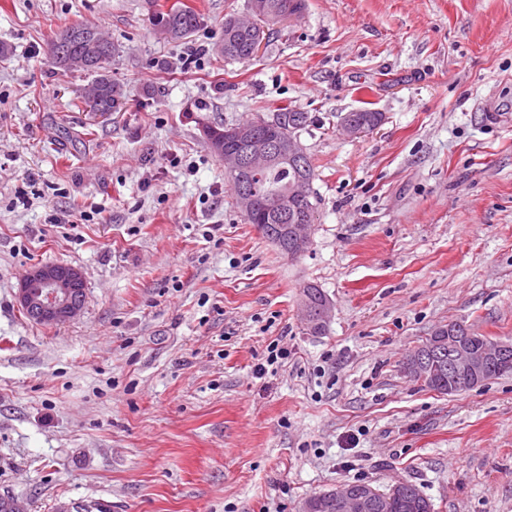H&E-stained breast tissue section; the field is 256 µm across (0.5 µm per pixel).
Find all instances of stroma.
Masks as SVG:
<instances>
[{
  "label": "stroma",
  "instance_id": "obj_1",
  "mask_svg": "<svg viewBox=\"0 0 512 512\" xmlns=\"http://www.w3.org/2000/svg\"><path fill=\"white\" fill-rule=\"evenodd\" d=\"M163 38L144 0H0V496L28 512H301L364 481L413 482L435 512H512V374L455 395L402 363L436 327L512 342V0H306L247 61L184 0ZM86 24L120 91L48 44ZM382 113L358 138L339 119ZM292 109L313 167L308 249L248 224L200 121ZM57 223H49V215ZM86 278L43 326L16 293L33 266ZM315 284L325 331L298 307ZM288 363L259 379L273 339ZM155 2L147 0L145 4L148 5V15L153 20L156 31L164 38H182L195 31L199 26V14L192 7L177 2L166 12L152 11V8L156 6Z\"/></svg>",
  "mask_w": 512,
  "mask_h": 512
}]
</instances>
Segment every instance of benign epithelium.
<instances>
[{"instance_id":"1","label":"benign epithelium","mask_w":512,"mask_h":512,"mask_svg":"<svg viewBox=\"0 0 512 512\" xmlns=\"http://www.w3.org/2000/svg\"><path fill=\"white\" fill-rule=\"evenodd\" d=\"M269 14L278 21L289 19L286 9H269L266 0H252L249 14L237 17V25L242 32H254L258 19ZM346 136L357 138L368 131L362 122L353 115H346L341 121ZM212 150L224 160V170L228 177L244 180L245 174L274 166L284 160L293 163L302 156V146L294 138L274 139L259 130V124L237 123L224 128V137L211 136ZM311 185L302 176L290 182L287 188L267 202L268 209L284 212L297 202L309 199ZM240 208L252 213L262 207V199L249 187L240 190L237 197ZM310 213L290 216V251L300 253L308 245L311 235ZM86 281L83 272L73 266L60 263H46L38 266L21 279L17 288V300L22 310L36 323L58 325L73 319L85 305ZM303 323L313 326L318 320L327 321L332 312V304L326 300L319 309L303 299L300 302ZM471 332L464 325L455 326L430 344L435 348L448 344V370L467 383L471 390L480 385L487 370L495 365L512 360V344L500 342L494 347L475 350L470 347ZM427 353L413 351L402 363L407 375L418 374L426 378L424 363ZM335 512H375L382 508L384 498L371 486L356 489L348 487L330 500Z\"/></svg>"}]
</instances>
